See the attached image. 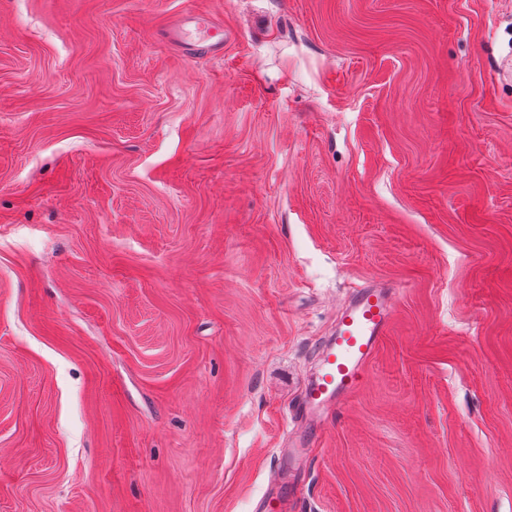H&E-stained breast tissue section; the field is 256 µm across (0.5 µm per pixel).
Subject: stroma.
I'll return each instance as SVG.
<instances>
[{"instance_id":"obj_1","label":"stroma","mask_w":512,"mask_h":512,"mask_svg":"<svg viewBox=\"0 0 512 512\" xmlns=\"http://www.w3.org/2000/svg\"><path fill=\"white\" fill-rule=\"evenodd\" d=\"M224 27L190 57L162 28ZM512 0H0V512H512ZM396 294L394 285L371 281L358 288L340 311L335 332L321 347L319 370L293 409L296 430L288 442L294 448L281 455L277 476L280 481L285 479L288 494L267 492L256 510L293 512L300 486L296 472L305 461L304 448L314 446L310 442L321 435L329 417L363 384L366 369L393 324Z\"/></svg>"}]
</instances>
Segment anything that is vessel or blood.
<instances>
[{"label": "vessel or blood", "instance_id": "obj_1", "mask_svg": "<svg viewBox=\"0 0 512 512\" xmlns=\"http://www.w3.org/2000/svg\"><path fill=\"white\" fill-rule=\"evenodd\" d=\"M165 38L184 52L201 47L217 55L224 49L223 29L201 14H184ZM396 294L395 286L371 281L357 289L340 311L335 332L321 347L319 370L293 410L296 430L278 473L288 490L266 493L257 505L259 512H291L299 491L296 473L305 461L304 450L321 435L329 417L361 387L368 365L393 324Z\"/></svg>", "mask_w": 512, "mask_h": 512}]
</instances>
